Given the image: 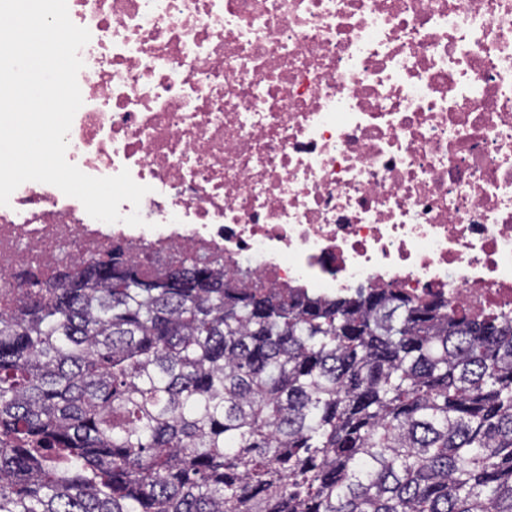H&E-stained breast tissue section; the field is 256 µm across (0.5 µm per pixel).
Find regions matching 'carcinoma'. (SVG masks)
Returning <instances> with one entry per match:
<instances>
[{
  "instance_id": "carcinoma-1",
  "label": "carcinoma",
  "mask_w": 512,
  "mask_h": 512,
  "mask_svg": "<svg viewBox=\"0 0 512 512\" xmlns=\"http://www.w3.org/2000/svg\"><path fill=\"white\" fill-rule=\"evenodd\" d=\"M0 309V512H512V315L112 250Z\"/></svg>"
}]
</instances>
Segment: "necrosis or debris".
Returning a JSON list of instances; mask_svg holds the SVG:
<instances>
[{
  "mask_svg": "<svg viewBox=\"0 0 512 512\" xmlns=\"http://www.w3.org/2000/svg\"><path fill=\"white\" fill-rule=\"evenodd\" d=\"M87 28L66 159L149 186L143 225L28 181L19 271L122 245L269 288L512 312V0H67Z\"/></svg>",
  "mask_w": 512,
  "mask_h": 512,
  "instance_id": "4bbe7bcc",
  "label": "necrosis or debris"
}]
</instances>
